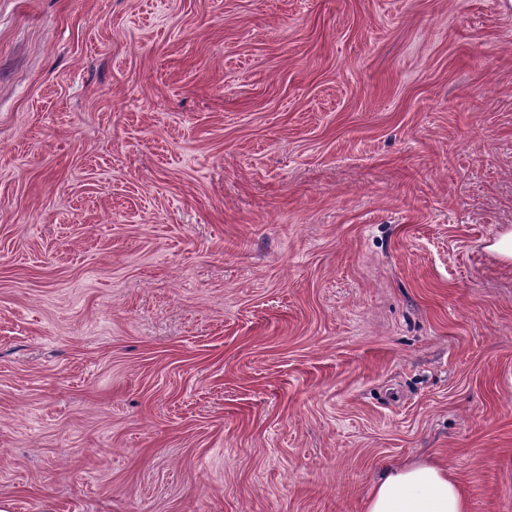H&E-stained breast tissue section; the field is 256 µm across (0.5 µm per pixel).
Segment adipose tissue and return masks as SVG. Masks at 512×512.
Returning a JSON list of instances; mask_svg holds the SVG:
<instances>
[{
    "instance_id": "obj_1",
    "label": "adipose tissue",
    "mask_w": 512,
    "mask_h": 512,
    "mask_svg": "<svg viewBox=\"0 0 512 512\" xmlns=\"http://www.w3.org/2000/svg\"><path fill=\"white\" fill-rule=\"evenodd\" d=\"M364 512H467V503L446 466L390 463L368 494Z\"/></svg>"
}]
</instances>
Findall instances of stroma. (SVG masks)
Returning <instances> with one entry per match:
<instances>
[{
	"label": "stroma",
	"instance_id": "obj_1",
	"mask_svg": "<svg viewBox=\"0 0 512 512\" xmlns=\"http://www.w3.org/2000/svg\"><path fill=\"white\" fill-rule=\"evenodd\" d=\"M512 0H0V499L512 512ZM364 512H468L448 467L423 462L387 464L368 494Z\"/></svg>",
	"mask_w": 512,
	"mask_h": 512
}]
</instances>
